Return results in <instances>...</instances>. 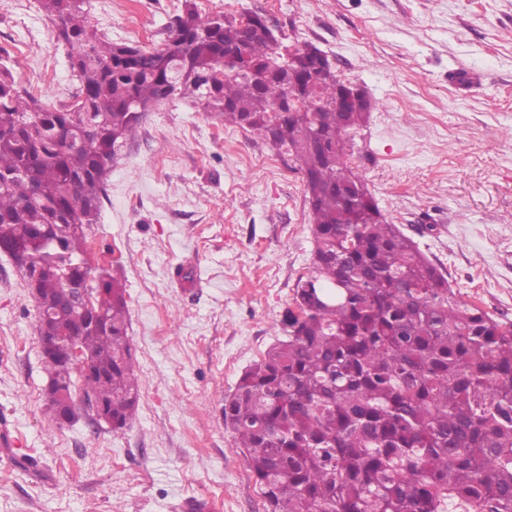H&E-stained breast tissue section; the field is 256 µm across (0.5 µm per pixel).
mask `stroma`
I'll list each match as a JSON object with an SVG mask.
<instances>
[{
  "label": "stroma",
  "mask_w": 512,
  "mask_h": 512,
  "mask_svg": "<svg viewBox=\"0 0 512 512\" xmlns=\"http://www.w3.org/2000/svg\"><path fill=\"white\" fill-rule=\"evenodd\" d=\"M201 17L255 12L313 43L375 108L353 161L389 222L460 299L512 322V0H196ZM116 42L160 47L182 0H90ZM15 81L60 107L79 91L40 0H0ZM128 293L141 381L126 429L90 411L57 425L38 311L0 254V512H264L224 427V400L275 342L312 273L302 174L188 99L154 106L113 163L88 231Z\"/></svg>",
  "instance_id": "obj_1"
}]
</instances>
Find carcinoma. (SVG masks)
I'll use <instances>...</instances> for the list:
<instances>
[{"instance_id":"obj_1","label":"carcinoma","mask_w":512,"mask_h":512,"mask_svg":"<svg viewBox=\"0 0 512 512\" xmlns=\"http://www.w3.org/2000/svg\"><path fill=\"white\" fill-rule=\"evenodd\" d=\"M88 2L40 0L80 84L71 104L43 103L0 66V253L30 259L19 272L55 423L74 419L78 382L113 432L136 409L127 291L91 262L87 230L146 111L191 97L305 176L313 275L295 284L282 338L224 399L265 512H512V324L460 300L352 166L341 144L371 100L336 108L345 82L326 54L307 43L288 59L259 14L203 19L183 0L147 51L92 26ZM290 64L323 75L291 104Z\"/></svg>"}]
</instances>
